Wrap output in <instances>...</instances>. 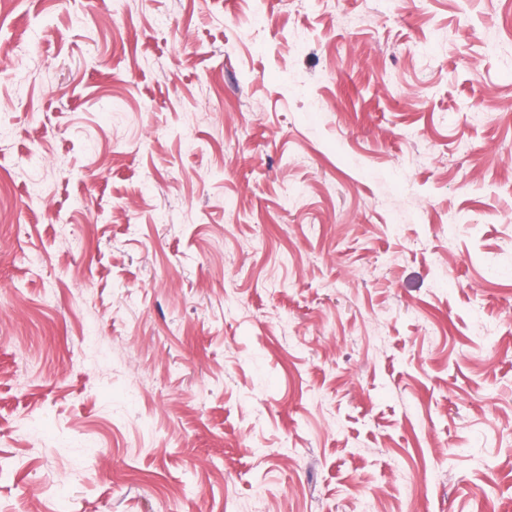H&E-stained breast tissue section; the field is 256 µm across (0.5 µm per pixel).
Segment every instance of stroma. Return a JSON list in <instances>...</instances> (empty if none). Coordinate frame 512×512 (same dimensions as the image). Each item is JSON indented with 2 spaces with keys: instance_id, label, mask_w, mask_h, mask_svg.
Masks as SVG:
<instances>
[{
  "instance_id": "obj_1",
  "label": "stroma",
  "mask_w": 512,
  "mask_h": 512,
  "mask_svg": "<svg viewBox=\"0 0 512 512\" xmlns=\"http://www.w3.org/2000/svg\"><path fill=\"white\" fill-rule=\"evenodd\" d=\"M0 185V512H512V0H10Z\"/></svg>"
}]
</instances>
